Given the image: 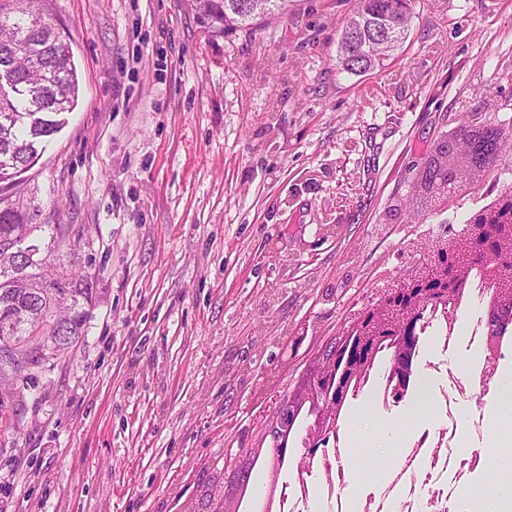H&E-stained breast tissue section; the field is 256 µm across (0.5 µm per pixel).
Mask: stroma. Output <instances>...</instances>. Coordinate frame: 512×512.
Masks as SVG:
<instances>
[{
    "label": "stroma",
    "instance_id": "stroma-1",
    "mask_svg": "<svg viewBox=\"0 0 512 512\" xmlns=\"http://www.w3.org/2000/svg\"><path fill=\"white\" fill-rule=\"evenodd\" d=\"M37 6L80 92L14 201L97 296L6 400L0 512H182L259 446L257 383L293 392L422 225H464L467 196L417 210L420 173L468 122L512 130L485 107L512 92V0H412L401 48L361 74L336 65L356 0L225 36L185 0ZM300 324L312 338L281 363Z\"/></svg>",
    "mask_w": 512,
    "mask_h": 512
}]
</instances>
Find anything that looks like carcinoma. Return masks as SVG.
I'll return each instance as SVG.
<instances>
[{
  "instance_id": "obj_1",
  "label": "carcinoma",
  "mask_w": 512,
  "mask_h": 512,
  "mask_svg": "<svg viewBox=\"0 0 512 512\" xmlns=\"http://www.w3.org/2000/svg\"><path fill=\"white\" fill-rule=\"evenodd\" d=\"M208 31L222 35L252 30L288 13L289 0H267V12L254 14L249 0H187ZM411 0H357L341 34L336 62L357 74L384 66L390 54L366 49L378 41L384 26L409 14ZM15 83L0 92V180L17 178L34 165L39 147L65 125L64 114L78 101V78L70 44L58 39L53 24L39 11L14 10L0 0V70ZM512 149V133L479 141L475 158L495 166ZM31 225L19 209L0 208V237L27 238ZM39 258L0 252V326L10 334L0 341V385L17 377H33L48 367L50 356L63 354L82 335L95 288L90 274L53 270L39 272Z\"/></svg>"
}]
</instances>
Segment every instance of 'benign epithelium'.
<instances>
[{
    "mask_svg": "<svg viewBox=\"0 0 512 512\" xmlns=\"http://www.w3.org/2000/svg\"><path fill=\"white\" fill-rule=\"evenodd\" d=\"M472 189L473 182H460L457 172L445 167L433 186L430 202L440 203ZM429 254L423 263L408 266L397 284L381 290L375 303L358 309L338 335L323 343L292 394L265 393L271 407L263 440L269 442V447L293 453L288 447L289 429L298 412L310 410L312 425H320L325 411L342 407L351 398L353 372L385 344L397 348L390 365L393 402L405 398L419 374L415 360L426 307L448 305L460 281L480 266L491 269L497 296L486 312L485 331L488 357L484 374L493 376V355L499 340L512 334V186L493 203L472 211L469 223L461 229L446 226L430 243ZM306 337L305 328L294 330L282 343L283 353L295 354ZM334 435L336 430L328 429L308 440L302 448V459H315Z\"/></svg>",
    "mask_w": 512,
    "mask_h": 512,
    "instance_id": "7a95c632",
    "label": "benign epithelium"
}]
</instances>
